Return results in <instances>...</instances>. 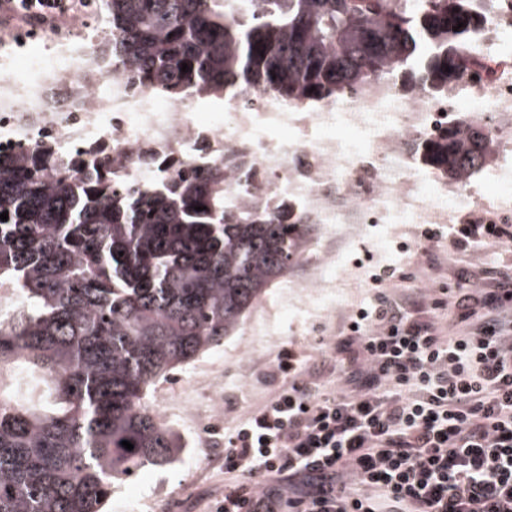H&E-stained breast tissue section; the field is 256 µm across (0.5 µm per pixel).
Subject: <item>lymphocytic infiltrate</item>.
Here are the masks:
<instances>
[{
	"mask_svg": "<svg viewBox=\"0 0 512 512\" xmlns=\"http://www.w3.org/2000/svg\"><path fill=\"white\" fill-rule=\"evenodd\" d=\"M92 0H0L18 28L60 29ZM445 333L421 302L358 310L328 362L339 391L290 379L224 437L210 512H512V274L448 300Z\"/></svg>",
	"mask_w": 512,
	"mask_h": 512,
	"instance_id": "f902f5d3",
	"label": "lymphocytic infiltrate"
}]
</instances>
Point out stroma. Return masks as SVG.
<instances>
[{
    "instance_id": "35a3bbf8",
    "label": "stroma",
    "mask_w": 512,
    "mask_h": 512,
    "mask_svg": "<svg viewBox=\"0 0 512 512\" xmlns=\"http://www.w3.org/2000/svg\"><path fill=\"white\" fill-rule=\"evenodd\" d=\"M439 230L424 249L421 226L393 231L394 243L406 240L409 248L381 252L379 227L360 225L361 241L345 268L325 280L319 277L321 256L341 241L320 232L310 260L268 289L233 335L151 388L148 403L179 435L182 450L169 466L149 465L135 479L116 483L106 512H201V497L224 490V434L274 389L271 373L280 351L301 360L300 380H329V372L316 370L321 344L338 341L352 310L373 306L375 274L388 269L397 276L396 287L387 291L392 301L411 295L429 305L447 302L460 271L468 272L476 289L496 272L512 269L511 243L484 234L461 253L451 244L457 225Z\"/></svg>"
}]
</instances>
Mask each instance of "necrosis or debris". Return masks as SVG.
<instances>
[{"label": "necrosis or debris", "instance_id": "necrosis-or-debris-1", "mask_svg": "<svg viewBox=\"0 0 512 512\" xmlns=\"http://www.w3.org/2000/svg\"><path fill=\"white\" fill-rule=\"evenodd\" d=\"M474 4L483 19L447 86L373 77L314 105L234 94L220 122L199 115L197 99L134 87L118 71L93 75L87 61L105 27L90 43L61 32L50 68L21 58L18 77L0 79L14 102L0 113V153L51 142L88 166L101 146L123 160L150 146L198 169L242 154L250 167L229 172L230 202L255 191L288 200L313 223L346 229L349 243L358 224H511L512 0ZM456 123L481 126L489 138V161L464 185L416 160L420 141Z\"/></svg>", "mask_w": 512, "mask_h": 512}]
</instances>
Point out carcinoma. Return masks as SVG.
<instances>
[{
    "instance_id": "obj_1",
    "label": "carcinoma",
    "mask_w": 512,
    "mask_h": 512,
    "mask_svg": "<svg viewBox=\"0 0 512 512\" xmlns=\"http://www.w3.org/2000/svg\"><path fill=\"white\" fill-rule=\"evenodd\" d=\"M105 7L101 67L116 61L138 87L215 98L327 100L382 74L442 87L482 20L468 0ZM485 140L451 125L417 152L463 183L485 164ZM159 161L152 148L130 157L145 173ZM247 166L232 155L199 175L177 160L152 182L129 178L107 152L84 168L52 143L0 155V288L19 296L0 308V366H23L44 386L36 400L0 388V512H102L116 481L179 453L149 389L233 334L308 260L316 230L262 196L224 202V169Z\"/></svg>"
}]
</instances>
